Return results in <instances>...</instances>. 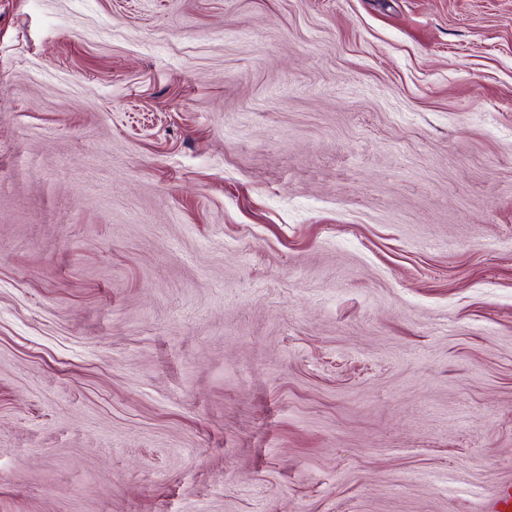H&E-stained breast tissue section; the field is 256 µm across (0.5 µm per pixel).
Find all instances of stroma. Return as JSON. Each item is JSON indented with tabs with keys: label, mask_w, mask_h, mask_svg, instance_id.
<instances>
[{
	"label": "stroma",
	"mask_w": 512,
	"mask_h": 512,
	"mask_svg": "<svg viewBox=\"0 0 512 512\" xmlns=\"http://www.w3.org/2000/svg\"><path fill=\"white\" fill-rule=\"evenodd\" d=\"M511 484L512 0H0V512Z\"/></svg>",
	"instance_id": "35a3bbf8"
}]
</instances>
